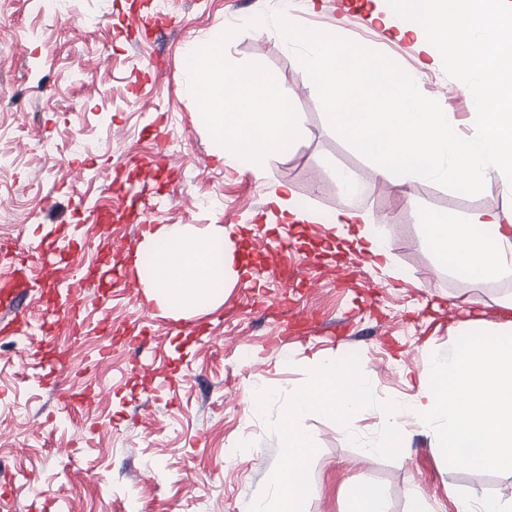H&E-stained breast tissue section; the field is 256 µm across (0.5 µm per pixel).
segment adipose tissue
Returning a JSON list of instances; mask_svg holds the SVG:
<instances>
[{"instance_id":"1","label":"adipose tissue","mask_w":512,"mask_h":512,"mask_svg":"<svg viewBox=\"0 0 512 512\" xmlns=\"http://www.w3.org/2000/svg\"><path fill=\"white\" fill-rule=\"evenodd\" d=\"M198 109L212 121L215 153L225 161L257 171L268 153L285 154L303 138L305 128L290 101L272 89L267 74L255 67L244 73L224 68L217 45L193 51L185 60ZM339 238L374 257H388L390 247L372 214L352 204L335 218ZM426 240L451 261L464 279L490 281L512 272V210H477L464 218L424 216ZM232 228L199 237L163 224L145 236L141 254L151 259L145 288L161 294L167 310H200L218 303L232 269Z\"/></svg>"}]
</instances>
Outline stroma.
Wrapping results in <instances>:
<instances>
[{"mask_svg":"<svg viewBox=\"0 0 512 512\" xmlns=\"http://www.w3.org/2000/svg\"><path fill=\"white\" fill-rule=\"evenodd\" d=\"M0 0V244L24 247L70 231L73 257L92 267L79 336L38 334L57 307L49 269L31 255L23 321L0 334V512H249L269 482L280 442L248 404L263 387L280 412L317 360L355 353L370 372L375 397L405 402L424 382L433 354L454 345L461 327L486 321L512 329V274L480 282L452 276L426 243L422 214L464 217L512 209V191L492 182L465 195L415 180L411 201L392 180L372 179V160L336 136L318 92L272 23L268 0ZM375 0H293L287 20L336 31L378 51L411 75L460 131L475 105L442 64L398 41L370 15ZM155 15L152 33L133 17ZM203 42L223 46L230 72L260 66L293 103L306 129L287 154H270L252 173L217 160L213 128L198 112L183 71ZM92 159L93 168L77 169ZM153 161L142 182L137 164ZM368 176L359 205L390 243L397 277L369 266L364 254H325L336 239L331 220L347 200L335 169ZM288 186L311 216L266 231L270 193ZM152 226L180 224L198 234L235 225L234 249L248 274L223 303L176 319L142 285L125 291L141 239L124 198ZM112 221L82 219L94 206ZM268 249H257L258 241ZM302 273L286 279L284 256ZM66 353L52 371L45 351ZM303 428L318 451L309 470L306 512H350V492L368 483L387 512H412L421 496L431 512H456L454 496L512 498V472L447 464L438 440L415 416L403 431L405 455L368 453L378 433L376 409L359 424L364 446L349 443L330 419Z\"/></svg>","mask_w":512,"mask_h":512,"instance_id":"35a3bbf8","label":"stroma"}]
</instances>
